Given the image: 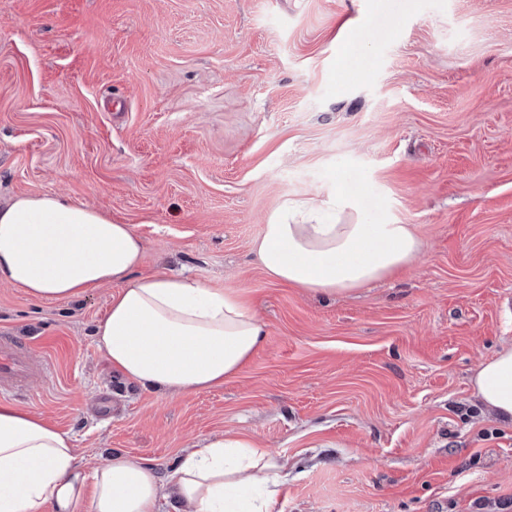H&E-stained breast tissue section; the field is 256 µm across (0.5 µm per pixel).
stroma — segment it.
Listing matches in <instances>:
<instances>
[{
	"label": "stroma",
	"instance_id": "1",
	"mask_svg": "<svg viewBox=\"0 0 512 512\" xmlns=\"http://www.w3.org/2000/svg\"><path fill=\"white\" fill-rule=\"evenodd\" d=\"M339 189L420 255L332 297L272 280L263 225ZM30 193L266 324L222 386L162 393L98 346L110 288L0 282V333L51 364L15 403L85 469L118 449L165 477L235 434L288 475L271 512H512V427L472 384L512 346V0H0V203Z\"/></svg>",
	"mask_w": 512,
	"mask_h": 512
}]
</instances>
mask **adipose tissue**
<instances>
[{"instance_id": "ef3b65f1", "label": "adipose tissue", "mask_w": 512, "mask_h": 512, "mask_svg": "<svg viewBox=\"0 0 512 512\" xmlns=\"http://www.w3.org/2000/svg\"><path fill=\"white\" fill-rule=\"evenodd\" d=\"M275 281L326 296L382 280L421 242L408 224H373L352 194L289 201L253 244ZM143 245L127 224L56 194L0 205V279L38 300L67 302L119 284L95 327L124 378L145 388L202 392L252 357L265 324L232 289L185 276L138 273ZM473 384L499 421L512 423V348L483 362ZM281 467L248 439L216 436L186 449L169 482L143 461L112 452L86 473L72 436L13 404H0V512H270Z\"/></svg>"}]
</instances>
